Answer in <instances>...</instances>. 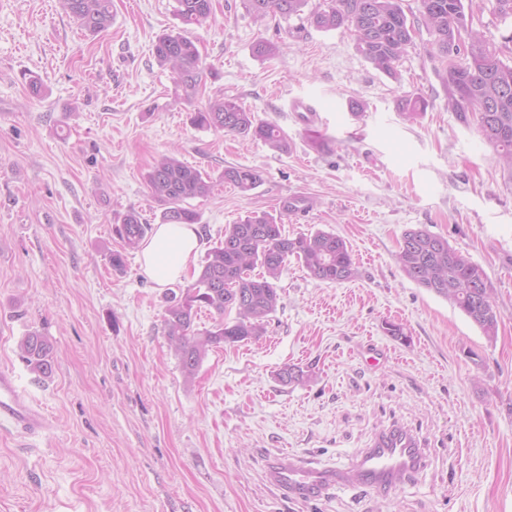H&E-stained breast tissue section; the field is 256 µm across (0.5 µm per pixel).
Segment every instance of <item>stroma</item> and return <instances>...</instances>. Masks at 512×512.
I'll list each match as a JSON object with an SVG mask.
<instances>
[{
  "instance_id": "stroma-1",
  "label": "stroma",
  "mask_w": 512,
  "mask_h": 512,
  "mask_svg": "<svg viewBox=\"0 0 512 512\" xmlns=\"http://www.w3.org/2000/svg\"><path fill=\"white\" fill-rule=\"evenodd\" d=\"M175 7L112 0V26L91 36L58 0H0V368L51 422L36 437L0 432V512H512V174L476 124L449 112L426 31L392 77L347 32L296 16L260 24L243 0H213L210 24L191 30L210 72L192 105L152 54L181 27ZM260 39L278 45L274 57L253 54ZM219 94L279 125L290 151L193 126L195 105ZM411 94L430 103L414 123L398 110ZM298 100L318 120L293 111ZM170 153L217 180L186 202L202 249L302 194L315 205L286 234L336 233L359 270L321 282L289 259L265 335L211 348L190 382L164 335L169 289L138 252L124 273L108 262L123 213L159 223L145 175ZM228 166L263 181L241 192L219 182ZM414 226L485 270L501 312L494 339L400 270ZM33 331L53 347L51 377L20 356ZM286 365L310 380L282 384ZM392 425L426 454L392 491L300 501L267 476L289 454L345 467Z\"/></svg>"
}]
</instances>
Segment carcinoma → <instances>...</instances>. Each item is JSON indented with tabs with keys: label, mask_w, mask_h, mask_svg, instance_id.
I'll list each match as a JSON object with an SVG mask.
<instances>
[{
	"label": "carcinoma",
	"mask_w": 512,
	"mask_h": 512,
	"mask_svg": "<svg viewBox=\"0 0 512 512\" xmlns=\"http://www.w3.org/2000/svg\"><path fill=\"white\" fill-rule=\"evenodd\" d=\"M176 13L183 26H202L212 18V0H176ZM246 11L264 22L276 16L289 18L304 13L309 0H243ZM417 13L407 14L404 0H325L310 11L307 21L318 30H343L355 37L358 52L373 67L389 76L414 45L419 27H424L440 56L456 51V62L445 74L448 108L465 123L476 121L487 144L499 155V163L512 175V64L503 60V50L480 33L468 29L470 14L463 0H416ZM62 10L80 28L91 34L112 25V0H59ZM156 62L173 75L179 98L191 102L201 94L204 81L198 49L185 31L159 36L153 47ZM427 100L407 95L399 104L408 122L422 117ZM198 128L224 132L241 139L260 140L271 149L286 153L288 135L276 124L256 118L237 99L214 96L191 115ZM220 180L243 192L262 182L256 168L228 167ZM149 196L163 206V224H197L200 214L183 206L188 199L206 198L214 188L212 179L174 156H163L146 175ZM283 206L279 216L254 215L224 229V239L206 253L196 280L170 298L164 315V332L179 358L184 375L193 377L207 351L222 343L256 340L266 332L268 317L279 302L278 281L288 258H295L315 279L342 283L356 277L347 242L333 232L317 230L294 237L285 234L283 218L290 215ZM148 224L130 209L120 217L115 232L121 249L109 254L112 269L124 271L127 253L139 248ZM405 247L396 252L402 272L417 284L448 299L491 339L497 334L501 313L486 309L481 294L493 290L484 269L448 240L424 227L404 231ZM238 292L242 305L227 304V294ZM206 310L211 328L197 330L194 321ZM23 360L31 369L47 376L53 372L52 347L37 332L20 344ZM285 383H302L310 374L288 365L279 370Z\"/></svg>",
	"instance_id": "carcinoma-1"
}]
</instances>
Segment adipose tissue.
I'll list each match as a JSON object with an SVG mask.
<instances>
[{
    "mask_svg": "<svg viewBox=\"0 0 512 512\" xmlns=\"http://www.w3.org/2000/svg\"><path fill=\"white\" fill-rule=\"evenodd\" d=\"M198 228L193 224H158L141 244L140 260L148 277L161 288L181 280L195 265Z\"/></svg>",
    "mask_w": 512,
    "mask_h": 512,
    "instance_id": "obj_1",
    "label": "adipose tissue"
}]
</instances>
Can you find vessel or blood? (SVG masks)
<instances>
[{"instance_id": "b4317fda", "label": "vessel or blood", "mask_w": 512, "mask_h": 512, "mask_svg": "<svg viewBox=\"0 0 512 512\" xmlns=\"http://www.w3.org/2000/svg\"><path fill=\"white\" fill-rule=\"evenodd\" d=\"M49 424L46 414L20 388L11 369L0 368V430L34 435ZM424 450L407 430L391 427L373 446L344 469L321 468L304 459L288 457L271 470L274 483L303 500L327 495L336 487L389 490L404 475L419 471Z\"/></svg>"}]
</instances>
